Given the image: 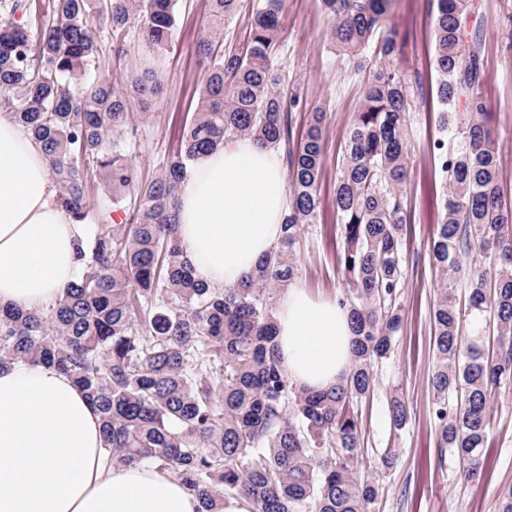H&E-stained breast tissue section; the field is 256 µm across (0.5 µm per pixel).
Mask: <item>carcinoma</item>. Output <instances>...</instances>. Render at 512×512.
<instances>
[{"mask_svg":"<svg viewBox=\"0 0 512 512\" xmlns=\"http://www.w3.org/2000/svg\"><path fill=\"white\" fill-rule=\"evenodd\" d=\"M239 0H209L199 43L204 86L180 144L143 181L127 149L138 126L130 96L162 91L152 68H131V94L90 80L101 48L127 55L131 30L147 53L162 48L176 0H46L40 29L31 0H0V93L14 120L41 142L56 202L78 224L93 220L90 181L112 192L111 224L99 214L80 268L43 311L0 307V369L23 361L68 374L100 414L112 464L146 463L180 481L200 512L244 497L251 512H372L379 479L361 474L364 438L355 408L374 389L403 317L407 216L408 79L388 36L375 58L336 183L343 227L337 263L347 291L354 358L329 390L299 387L276 355L274 298L299 274L297 245L320 198L324 113L287 150L288 209L281 232L238 284L208 287L194 276L176 231L177 194L191 167L234 139L278 150L293 138L290 106L275 90L272 52L282 0H259L246 45H224ZM336 47L364 58L383 33L391 0H321ZM466 0H436L432 63L445 135L434 142L447 180L430 249L439 293L431 312L430 383L436 445L476 480L493 431L491 397L512 384V202L499 183V152L479 93L480 36L466 28ZM478 259L463 270L472 250ZM464 282L467 304L456 291ZM470 335H465L466 329ZM391 426L408 422L405 401L387 402Z\"/></svg>","mask_w":512,"mask_h":512,"instance_id":"carcinoma-1","label":"carcinoma"}]
</instances>
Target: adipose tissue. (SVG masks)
I'll use <instances>...</instances> for the list:
<instances>
[{"label":"adipose tissue","mask_w":512,"mask_h":512,"mask_svg":"<svg viewBox=\"0 0 512 512\" xmlns=\"http://www.w3.org/2000/svg\"><path fill=\"white\" fill-rule=\"evenodd\" d=\"M279 153L250 139L198 161L177 198L178 236L197 277L236 284L276 242L288 206ZM41 145L0 114V305L41 310L76 269L89 227L55 201ZM279 356L297 385H336L352 330L335 301L292 284L276 310ZM198 497L147 464L113 465L100 418L50 367L0 371V512H199Z\"/></svg>","instance_id":"obj_1"}]
</instances>
